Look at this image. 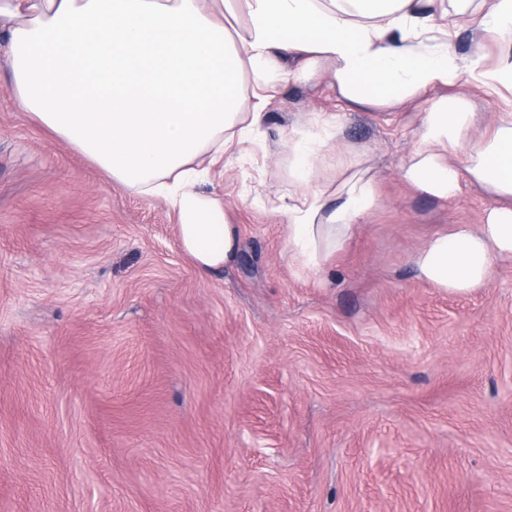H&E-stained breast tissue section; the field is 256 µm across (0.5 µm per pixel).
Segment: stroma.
Masks as SVG:
<instances>
[{
    "label": "stroma",
    "instance_id": "1",
    "mask_svg": "<svg viewBox=\"0 0 512 512\" xmlns=\"http://www.w3.org/2000/svg\"><path fill=\"white\" fill-rule=\"evenodd\" d=\"M480 137L512 100L460 81ZM434 92L345 110L285 83L209 188L239 231L199 272L163 201L46 137L0 77V512H512V259L469 293L419 280L437 229L495 196L408 187ZM337 113L335 177L364 153L381 199L320 274L288 262L281 145Z\"/></svg>",
    "mask_w": 512,
    "mask_h": 512
}]
</instances>
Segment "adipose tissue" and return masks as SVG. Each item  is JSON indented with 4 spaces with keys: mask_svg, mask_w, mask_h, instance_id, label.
I'll return each instance as SVG.
<instances>
[{
    "mask_svg": "<svg viewBox=\"0 0 512 512\" xmlns=\"http://www.w3.org/2000/svg\"><path fill=\"white\" fill-rule=\"evenodd\" d=\"M477 1V28L500 48L493 59L452 43ZM0 21V72L20 111L116 185L162 199L201 272L235 260L238 232L223 197L200 186L225 148L251 139L285 82L325 81L349 106L387 110L444 89L401 176L444 199L466 177L500 203L484 223L433 235L412 258L416 276L466 293L512 258V114L467 141L473 104L450 92L464 78L512 92V0H0ZM341 133L338 116L314 114L286 145L288 256L314 273L380 201L370 169L324 177Z\"/></svg>",
    "mask_w": 512,
    "mask_h": 512,
    "instance_id": "ef3b65f1",
    "label": "adipose tissue"
}]
</instances>
